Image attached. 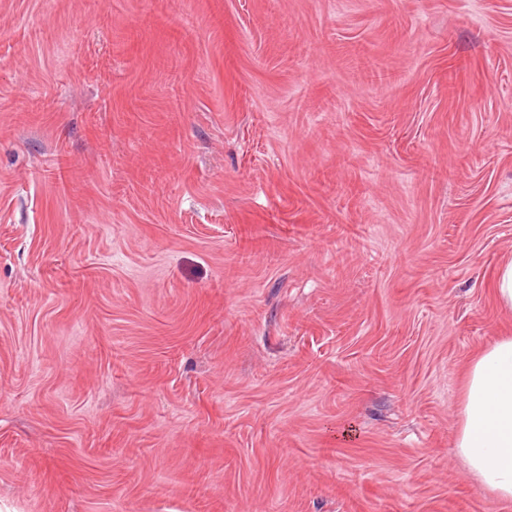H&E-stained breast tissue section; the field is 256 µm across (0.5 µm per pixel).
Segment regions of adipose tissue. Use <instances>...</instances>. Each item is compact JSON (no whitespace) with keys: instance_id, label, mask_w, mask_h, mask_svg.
Instances as JSON below:
<instances>
[{"instance_id":"ef3b65f1","label":"adipose tissue","mask_w":512,"mask_h":512,"mask_svg":"<svg viewBox=\"0 0 512 512\" xmlns=\"http://www.w3.org/2000/svg\"><path fill=\"white\" fill-rule=\"evenodd\" d=\"M457 448L485 490L512 502V336L469 366Z\"/></svg>"}]
</instances>
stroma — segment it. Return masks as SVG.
<instances>
[{
  "label": "stroma",
  "instance_id": "obj_1",
  "mask_svg": "<svg viewBox=\"0 0 512 512\" xmlns=\"http://www.w3.org/2000/svg\"><path fill=\"white\" fill-rule=\"evenodd\" d=\"M512 0H0V512H512ZM495 291L499 301L512 307V260L502 264L496 274ZM456 447L485 490L512 502V336L470 364Z\"/></svg>",
  "mask_w": 512,
  "mask_h": 512
}]
</instances>
